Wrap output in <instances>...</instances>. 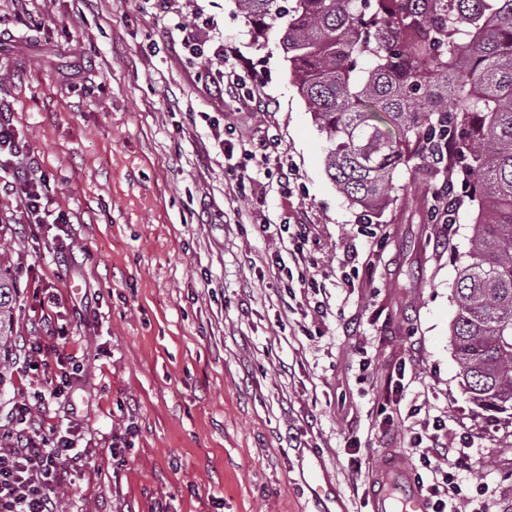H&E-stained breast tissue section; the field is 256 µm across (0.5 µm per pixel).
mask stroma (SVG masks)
Returning <instances> with one entry per match:
<instances>
[{
  "instance_id": "obj_1",
  "label": "stroma",
  "mask_w": 512,
  "mask_h": 512,
  "mask_svg": "<svg viewBox=\"0 0 512 512\" xmlns=\"http://www.w3.org/2000/svg\"><path fill=\"white\" fill-rule=\"evenodd\" d=\"M202 19L226 61L196 63L182 25ZM0 106L65 224H29L0 192V264L19 297L0 424L27 393L40 432L63 427L81 455L56 512H372L385 462L417 460L407 414L444 417L468 446L465 494L512 512V447L475 415L451 344L457 258L475 206L428 218L440 180L400 170L381 212L351 206L325 170L326 142L276 37L255 41L235 0H0ZM231 65L261 82L267 112L217 94ZM279 143L276 172L239 187L223 143ZM305 225V264L322 311L289 298V241ZM46 360L29 370L27 345ZM320 485L319 500L303 491Z\"/></svg>"
}]
</instances>
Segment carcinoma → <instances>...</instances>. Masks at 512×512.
Wrapping results in <instances>:
<instances>
[{"label":"carcinoma","mask_w":512,"mask_h":512,"mask_svg":"<svg viewBox=\"0 0 512 512\" xmlns=\"http://www.w3.org/2000/svg\"><path fill=\"white\" fill-rule=\"evenodd\" d=\"M236 0L275 30L353 205L381 209L406 168L441 174L477 206L454 284L452 345L477 416L512 444V0ZM17 293L0 267V382Z\"/></svg>","instance_id":"carcinoma-1"}]
</instances>
